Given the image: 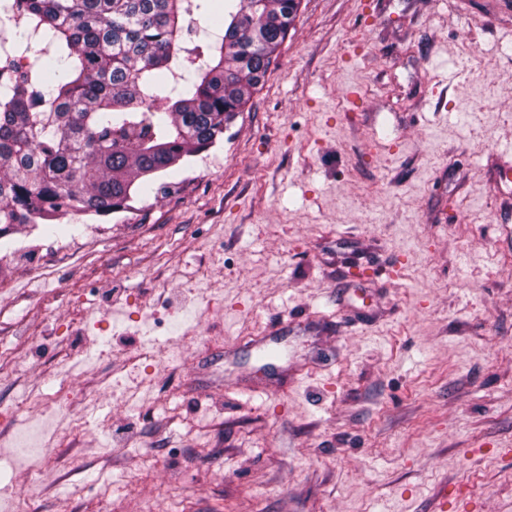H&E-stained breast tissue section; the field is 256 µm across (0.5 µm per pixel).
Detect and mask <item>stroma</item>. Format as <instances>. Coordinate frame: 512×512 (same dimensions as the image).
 I'll use <instances>...</instances> for the list:
<instances>
[{
  "label": "stroma",
  "instance_id": "obj_1",
  "mask_svg": "<svg viewBox=\"0 0 512 512\" xmlns=\"http://www.w3.org/2000/svg\"><path fill=\"white\" fill-rule=\"evenodd\" d=\"M510 163L512 0H301L158 192L0 239V512H512Z\"/></svg>",
  "mask_w": 512,
  "mask_h": 512
}]
</instances>
